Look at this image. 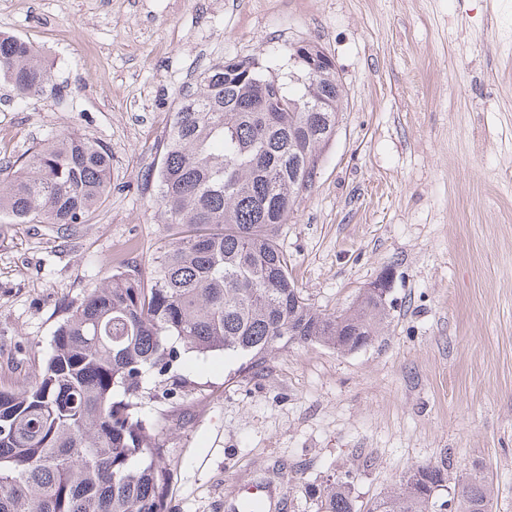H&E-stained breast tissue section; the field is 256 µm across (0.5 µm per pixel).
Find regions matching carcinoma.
Instances as JSON below:
<instances>
[{
    "label": "carcinoma",
    "mask_w": 512,
    "mask_h": 512,
    "mask_svg": "<svg viewBox=\"0 0 512 512\" xmlns=\"http://www.w3.org/2000/svg\"><path fill=\"white\" fill-rule=\"evenodd\" d=\"M226 61L182 98L146 174L173 229L131 276L120 270L68 308L39 379L0 389V512H169L174 472L147 404L191 384L186 355L222 353L259 365L290 345L339 352L382 335L387 299L367 288L352 306L315 309L274 239L313 183L337 112H313L341 86L335 64L312 82L289 64L279 76ZM0 78L26 103L56 91L32 44L0 34ZM280 112H263L266 103ZM99 142L59 132L0 167L1 224H86L111 189ZM449 465L410 471L361 508L346 473L326 481L317 512H431ZM449 512H493L494 488L472 468Z\"/></svg>",
    "instance_id": "obj_1"
}]
</instances>
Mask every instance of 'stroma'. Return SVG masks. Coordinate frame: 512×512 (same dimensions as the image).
Wrapping results in <instances>:
<instances>
[{
	"label": "stroma",
	"instance_id": "obj_1",
	"mask_svg": "<svg viewBox=\"0 0 512 512\" xmlns=\"http://www.w3.org/2000/svg\"><path fill=\"white\" fill-rule=\"evenodd\" d=\"M0 32L42 50L57 96L18 108L0 81V161L77 131L112 155L89 223L0 224V387L31 383L69 303L113 268L146 271L170 230L142 185L165 113L205 70L320 45L343 86L336 134L277 242L322 312L389 276L383 336L343 354L290 346L262 366L187 355L185 394L148 408L171 512H228L267 477L273 512H316L352 471L368 504L450 460L512 512V0H0Z\"/></svg>",
	"mask_w": 512,
	"mask_h": 512
}]
</instances>
